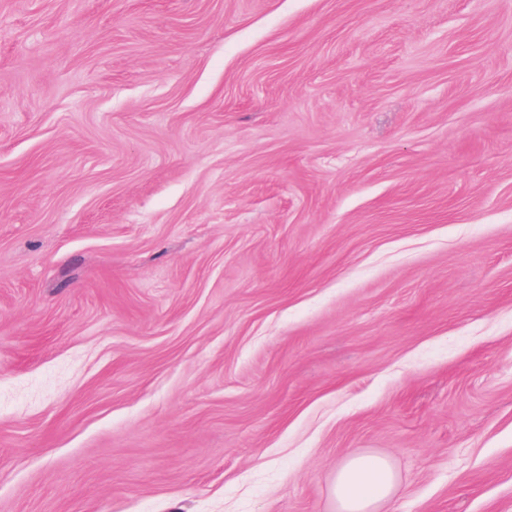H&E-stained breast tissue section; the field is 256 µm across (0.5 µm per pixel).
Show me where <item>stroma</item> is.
<instances>
[{"mask_svg": "<svg viewBox=\"0 0 512 512\" xmlns=\"http://www.w3.org/2000/svg\"><path fill=\"white\" fill-rule=\"evenodd\" d=\"M512 512V0H0V512ZM397 488V475L385 457L355 454L336 467L331 496L338 512H380Z\"/></svg>", "mask_w": 512, "mask_h": 512, "instance_id": "obj_1", "label": "stroma"}]
</instances>
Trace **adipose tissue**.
I'll use <instances>...</instances> for the list:
<instances>
[{
  "mask_svg": "<svg viewBox=\"0 0 512 512\" xmlns=\"http://www.w3.org/2000/svg\"><path fill=\"white\" fill-rule=\"evenodd\" d=\"M397 488V475L385 457L355 454L337 466L331 496L337 512H381Z\"/></svg>",
  "mask_w": 512,
  "mask_h": 512,
  "instance_id": "obj_1",
  "label": "adipose tissue"
}]
</instances>
